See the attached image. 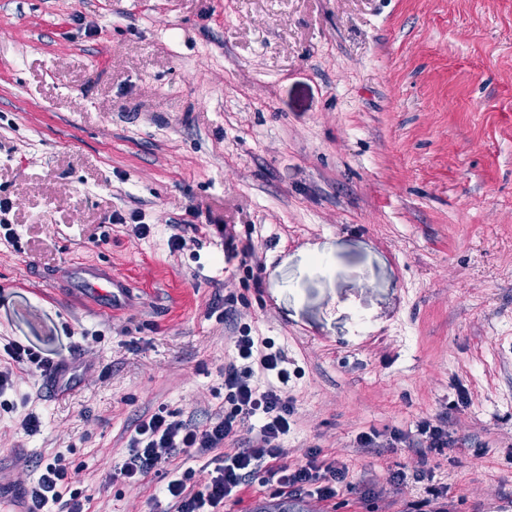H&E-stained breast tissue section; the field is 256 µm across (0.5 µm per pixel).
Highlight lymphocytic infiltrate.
Masks as SVG:
<instances>
[{"instance_id": "1", "label": "lymphocytic infiltrate", "mask_w": 512, "mask_h": 512, "mask_svg": "<svg viewBox=\"0 0 512 512\" xmlns=\"http://www.w3.org/2000/svg\"><path fill=\"white\" fill-rule=\"evenodd\" d=\"M236 362L224 369V400L231 409L224 417L203 426L191 425L177 419L175 413L158 408L150 417L141 420L132 439V448L114 478L131 485L139 484L175 451L193 457L208 455L214 449L236 442L242 428L251 419L260 425L248 447L219 459L209 482L196 492H188L183 479H170L165 493L174 503L176 512H224V503L239 491L256 469H264L270 482L291 492L307 493L321 500L335 497L339 486L349 476L345 464L323 459L318 448L307 449L296 461H289L280 446L295 414L294 401L282 388L290 379L288 356L272 339L256 338L242 330L234 340ZM7 361L0 369V395L12 385L14 367H23L31 376H45L51 369H64V362H53L31 349L16 343L6 344ZM274 373L275 382L259 386L253 383L255 369ZM356 441L362 448H396L417 443L423 452L450 447L448 416L425 417L417 421L414 433L398 429L388 432L370 430L358 433ZM29 491L36 512H43L48 502L61 505L62 512H87L90 496L72 488L68 469L62 457H54L39 470L37 480Z\"/></svg>"}]
</instances>
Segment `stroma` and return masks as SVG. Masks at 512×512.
Listing matches in <instances>:
<instances>
[{
	"instance_id": "35a3bbf8",
	"label": "stroma",
	"mask_w": 512,
	"mask_h": 512,
	"mask_svg": "<svg viewBox=\"0 0 512 512\" xmlns=\"http://www.w3.org/2000/svg\"><path fill=\"white\" fill-rule=\"evenodd\" d=\"M1 202L0 343L81 379L59 399L15 370L13 480L58 455L89 512H174L164 486L200 488L205 459L111 474L158 407L223 416L246 326L297 370L289 459L350 470L305 512H407L429 486L453 512H512V0H0ZM224 224L258 278L227 259ZM72 260L110 265L134 299L98 317L57 278ZM443 412L455 444L425 458L355 441ZM283 497L260 470L224 512Z\"/></svg>"
}]
</instances>
